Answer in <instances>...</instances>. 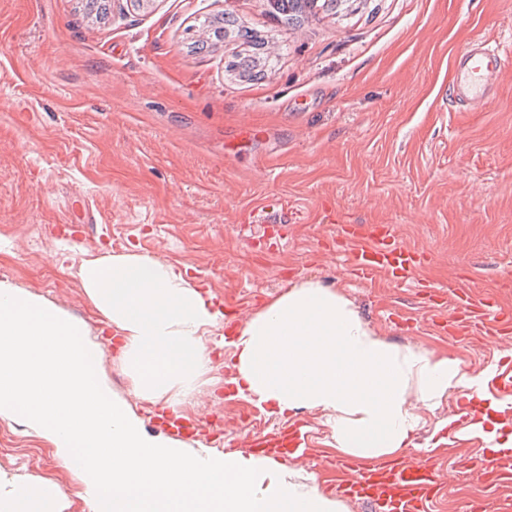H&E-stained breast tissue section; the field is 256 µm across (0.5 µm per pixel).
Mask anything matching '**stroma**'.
Wrapping results in <instances>:
<instances>
[{"label": "stroma", "instance_id": "35a3bbf8", "mask_svg": "<svg viewBox=\"0 0 512 512\" xmlns=\"http://www.w3.org/2000/svg\"><path fill=\"white\" fill-rule=\"evenodd\" d=\"M224 15L243 30L212 44L199 26ZM512 37V0H337L290 12L277 0H119L106 19L79 0H0V279L83 324L104 352L115 398L132 401L81 284L84 259L137 254L187 271L244 323L311 279L349 299L388 342L458 358L477 372L512 362V339L455 332L451 287L474 275L512 310V76L469 110L451 97L465 44ZM248 57L255 69L236 63ZM341 224L388 225L425 251L409 284L352 279ZM201 385L184 409L202 419L186 446L248 452L241 399ZM460 401L424 412L411 445L429 451L450 494L435 512H496L480 434L438 431ZM306 426L311 472L335 496L322 412L263 427ZM8 474L58 483L83 512L78 476L22 418L0 419Z\"/></svg>", "mask_w": 512, "mask_h": 512}]
</instances>
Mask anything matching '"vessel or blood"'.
<instances>
[{
  "label": "vessel or blood",
  "instance_id": "vessel-or-blood-1",
  "mask_svg": "<svg viewBox=\"0 0 512 512\" xmlns=\"http://www.w3.org/2000/svg\"><path fill=\"white\" fill-rule=\"evenodd\" d=\"M506 59V49L492 48L483 42L460 49L456 60L465 79L454 91L457 103L464 106L478 101L490 80L502 71ZM347 243L348 270L360 278L382 272L405 280L421 264L420 252L399 245L391 232L378 227L348 235ZM454 304L463 314L460 324L464 330L494 338L512 325L511 316L491 313L483 298L467 290L456 293ZM269 452L299 464L309 461L308 451L299 438L271 446ZM341 465L352 473L349 485L342 490L343 496L375 502L381 512H428L440 489L435 470L426 460L402 457L380 462L345 458ZM481 471L488 482L512 479V453L482 458Z\"/></svg>",
  "mask_w": 512,
  "mask_h": 512
}]
</instances>
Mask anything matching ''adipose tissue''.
Instances as JSON below:
<instances>
[{
  "label": "adipose tissue",
  "instance_id": "1",
  "mask_svg": "<svg viewBox=\"0 0 512 512\" xmlns=\"http://www.w3.org/2000/svg\"><path fill=\"white\" fill-rule=\"evenodd\" d=\"M79 276L105 327L119 339L136 397L182 411L198 380L212 369L213 348L232 350V397L286 416L301 408L327 414L336 453L360 460L404 453L420 409L452 395L480 400L474 431L506 419L483 401V375L458 359L385 341L344 296L304 281L256 312L232 339L207 346L224 309L172 265L137 255L87 259ZM54 482H26L0 471V512H66Z\"/></svg>",
  "mask_w": 512,
  "mask_h": 512
}]
</instances>
